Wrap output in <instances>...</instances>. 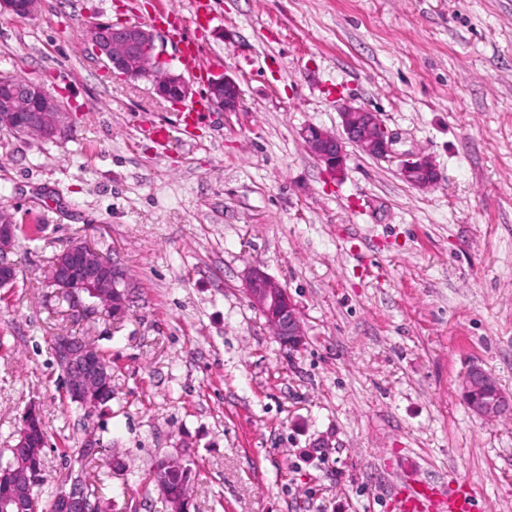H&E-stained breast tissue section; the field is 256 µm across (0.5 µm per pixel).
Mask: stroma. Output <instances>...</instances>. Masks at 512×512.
Listing matches in <instances>:
<instances>
[{
	"label": "stroma",
	"instance_id": "obj_1",
	"mask_svg": "<svg viewBox=\"0 0 512 512\" xmlns=\"http://www.w3.org/2000/svg\"><path fill=\"white\" fill-rule=\"evenodd\" d=\"M190 2L0 12V74L60 95L72 126L53 142L0 131V212L33 230L0 288V462L34 407L46 502L80 480L106 512H168L148 477L180 452L190 512H397L411 479L465 481L475 512H512V417L459 395L473 364L512 391V0H212L202 26ZM162 10L243 90L189 137L181 107L107 74L88 42L95 23ZM348 107L377 112L438 183L351 145L330 177L301 131H341ZM77 239L128 272L124 317L45 282ZM254 266L296 304L301 351L250 306ZM70 333L112 368L106 409L63 389L51 341ZM399 174L405 182L419 189L432 187L438 181L434 164L420 153H406L401 160Z\"/></svg>",
	"mask_w": 512,
	"mask_h": 512
}]
</instances>
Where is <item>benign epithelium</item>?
Instances as JSON below:
<instances>
[{"label":"benign epithelium","instance_id":"benign-epithelium-1","mask_svg":"<svg viewBox=\"0 0 512 512\" xmlns=\"http://www.w3.org/2000/svg\"><path fill=\"white\" fill-rule=\"evenodd\" d=\"M36 5L37 0H0V12L28 17L34 13ZM89 39L92 54L105 71L116 78L140 79L141 66L161 60V36L155 28L135 23L101 22L91 28ZM154 86L159 97L175 105L183 103L190 92L184 76L171 66L155 76ZM207 98L211 107L219 112H237L243 92L235 78L214 73L208 82ZM341 120L342 137L316 125H309L302 131L304 143L331 175H339L344 169L347 141L372 158H385L393 153L392 136L377 113L348 108L341 112ZM0 129H18L25 136L55 140L69 131L68 113L59 99L41 84H8L0 93ZM399 174L405 182L419 189L432 187L438 181L434 164L420 153L405 154ZM16 229L12 216L1 212L0 288L13 285L17 279L16 265L9 259L17 241ZM46 279L67 289L73 297L86 294L96 298L108 309L122 310L128 302L118 290L119 285L126 281L125 271L105 260L85 241H75L58 253L47 267ZM245 292L250 305L266 319L276 339L288 352H296L305 345L301 317L286 288L261 268L253 267L245 280ZM53 353L72 398L84 404L98 402L112 381V374L102 361L99 350L80 336L65 335L54 338ZM459 392L470 411L481 418L498 420L512 414V393L505 392L494 375L479 365H472L466 370ZM37 414L38 411L33 410L30 418L23 421L12 452L17 454L21 449L30 447V419ZM1 479L15 489L31 484V476L20 469L0 467ZM158 489L171 504V512H189L187 489L173 494L162 482ZM53 510L99 512L78 481L69 490L56 495Z\"/></svg>","mask_w":512,"mask_h":512}]
</instances>
